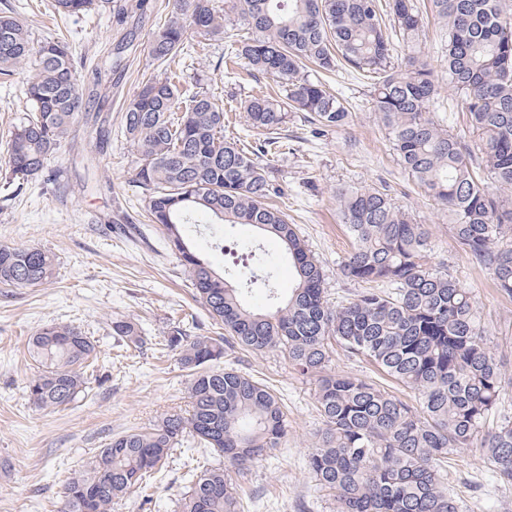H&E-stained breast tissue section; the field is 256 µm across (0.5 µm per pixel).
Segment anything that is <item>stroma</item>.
I'll list each match as a JSON object with an SVG mask.
<instances>
[{
    "mask_svg": "<svg viewBox=\"0 0 512 512\" xmlns=\"http://www.w3.org/2000/svg\"><path fill=\"white\" fill-rule=\"evenodd\" d=\"M172 0H112L106 12L72 20L55 16L51 0H0V13L16 16L33 40L67 36L76 72L98 127L76 123L49 158L43 177L10 183L5 165L13 128L29 114L21 75L0 76V245L33 246L55 257V274L35 288L0 287V512H59L67 482L94 459L113 436L148 427L164 413L187 405L189 376L166 339L178 326L190 336H220L193 297V287L164 231L153 224L145 196L134 181L137 155L124 136L130 97L148 78L178 76L185 96L206 91L222 99L224 138L256 149L264 137L250 128L238 107L254 91H275L266 75L244 65L225 66L227 47L217 37L190 36L188 48L156 65L147 54ZM426 21L422 46L433 60L440 88L448 86L443 31L430 0H417ZM111 68L112 80L93 85L96 69ZM320 80L351 104L344 127L320 131L295 113L282 128V146L261 154L280 194L277 204L307 242L326 278L330 304L350 297L358 286L344 280L339 265L351 249L337 215L336 190L374 186L385 190L418 223L428 225L433 262L469 288L488 343L512 371V299L502 296L487 269L462 253L448 229V215L418 186L390 148L389 135L370 94L367 79L343 70ZM238 248L258 244L278 266L276 288L287 297L293 279L281 244L247 224L224 228L198 225L193 249L216 272L227 255L220 237ZM134 321L141 349L119 350L111 336L113 318ZM74 327L93 338L104 381H90L84 396L59 410L38 409L26 385L38 372L29 338L43 324ZM224 366L246 372L280 398L288 434L280 448L235 474L241 512H336V502L312 478L308 455L323 422L315 385L295 373L279 351L227 349ZM332 369L376 381L406 402L414 395L365 360L334 352ZM192 457L175 454L155 473L150 486L136 489L112 512H178L184 474ZM443 482L464 504L463 512H512V487L499 483L471 452H454L442 464Z\"/></svg>",
    "mask_w": 512,
    "mask_h": 512,
    "instance_id": "1",
    "label": "stroma"
}]
</instances>
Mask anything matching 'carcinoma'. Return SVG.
<instances>
[{
  "label": "carcinoma",
  "instance_id": "obj_1",
  "mask_svg": "<svg viewBox=\"0 0 512 512\" xmlns=\"http://www.w3.org/2000/svg\"><path fill=\"white\" fill-rule=\"evenodd\" d=\"M110 4L54 0V9L70 18ZM431 6L446 33L448 94L468 114L475 152L432 116L439 91L431 59L419 46L424 17L414 0H224L222 11L214 0H173L148 56L166 63L190 32L226 39L229 62H243L278 86L274 96L259 91L240 103L268 148L279 143L291 112L306 113L322 128L349 121L346 100L309 78L307 65L367 74L375 111L404 169L447 209L459 248L512 297V0H431ZM386 14L392 23H385ZM240 26L256 37H242ZM30 62L25 94L31 113L7 143V166L18 180L44 171L89 107L69 43H36L25 24L1 14L0 74L24 71ZM124 124L139 156L135 181L151 221L162 226L195 298L226 336L170 331L167 346L192 371L191 409L164 415L148 431L112 438L67 484L61 512H111L113 500L147 483L187 439L224 455V464L191 468L179 512H240L231 471L280 447L288 429L268 387L233 368L213 367L226 345L285 352L294 371L314 381L324 428L308 469L336 498V512H461L440 471L458 450L479 454L512 486V417L486 429L512 377L487 346L470 290L447 265L429 261L426 225L377 188L338 190L340 221L353 240L339 271L366 287L331 307L321 265L271 203L278 189L269 171L253 152L224 140L218 99L201 91L183 102L174 81L155 78L129 100ZM198 212L216 224H251L275 236L293 269L288 298L278 300L276 266L259 248L223 275L192 251L185 232ZM53 273L49 252L0 246V284L37 287ZM255 288L265 290L269 309L247 304ZM111 329L126 347L142 342L130 320L115 318ZM334 343L412 390L418 405L333 370ZM29 346L42 366L28 382L30 401L43 409L75 402L87 371L98 367L94 341L75 328L45 324Z\"/></svg>",
  "mask_w": 512,
  "mask_h": 512
}]
</instances>
